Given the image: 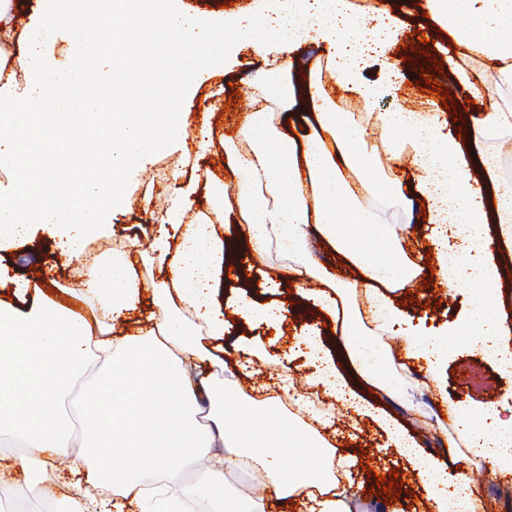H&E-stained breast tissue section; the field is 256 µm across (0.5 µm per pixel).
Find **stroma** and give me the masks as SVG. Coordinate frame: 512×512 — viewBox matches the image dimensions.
I'll return each instance as SVG.
<instances>
[{
    "mask_svg": "<svg viewBox=\"0 0 512 512\" xmlns=\"http://www.w3.org/2000/svg\"><path fill=\"white\" fill-rule=\"evenodd\" d=\"M394 12L405 28L407 40L428 38L425 54L417 62L397 60L396 65L403 79L397 96L382 99L377 109L387 112L398 106L411 109L441 108L437 97L421 93L418 86L420 68L428 59L440 61L446 74L444 88H452L454 78L449 62L454 48L442 36L441 28L426 17L418 0H393ZM267 75L253 61L248 52H241L237 63L220 65L208 72L198 83L192 94L159 84L155 95L177 112L201 116L210 112L211 122L216 131L230 133V125L235 119L236 110L251 101V96L266 81ZM169 163L171 171L181 177L206 183L219 179L225 185H233L234 176L224 161L223 143H213L209 152L199 155L195 150L162 149L148 158L141 168L130 173L128 192L130 198L148 197L153 201L152 214L145 215L133 208L112 214L110 222L116 227L126 228L128 241L133 245V258L141 275L151 276L152 266L147 261L149 245L158 230V222L165 208V195L160 194L159 184L150 180L157 174L162 163ZM83 260L82 255L61 252L54 241L35 231L27 240L0 247V294L11 296L12 281L16 278H37L43 292L49 293L52 300L73 310L90 311L92 304L76 298L73 288L77 271ZM420 291L417 298H410L408 292H400V300L406 301L412 312L434 325L443 321H457L469 308L470 298L465 290L459 289L452 295H445L443 289L430 286L427 277L418 280ZM248 290L255 298L263 301L299 303L296 294L288 293L286 287L269 288L264 277L251 273L246 283H239L235 277L224 278L221 288L222 300L236 299L241 290ZM479 372L485 380L484 387L468 386L467 377L471 372ZM438 388L447 397L448 407L459 403H481L496 405L501 416L512 415V375H507L486 360L482 350L470 343H461L454 348L447 363L437 371ZM401 385L404 401L400 404L383 401L378 393H371L374 403L383 404L385 409L400 419L417 437L426 453L448 458L449 472H456L461 463L448 457V438L433 426L429 415L437 411L438 403L433 398V388L427 387L419 374H402ZM340 436L335 448L338 457L352 463L351 481L357 492V505L360 512H376L380 499L375 496L374 477H368V469L386 475L391 471H403V463L397 462L388 452L383 451V440L376 425L367 419L348 416L337 422Z\"/></svg>",
    "mask_w": 512,
    "mask_h": 512,
    "instance_id": "1",
    "label": "stroma"
}]
</instances>
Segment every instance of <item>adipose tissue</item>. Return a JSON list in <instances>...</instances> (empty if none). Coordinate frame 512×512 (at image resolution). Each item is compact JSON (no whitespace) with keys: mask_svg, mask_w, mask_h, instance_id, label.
<instances>
[{"mask_svg":"<svg viewBox=\"0 0 512 512\" xmlns=\"http://www.w3.org/2000/svg\"><path fill=\"white\" fill-rule=\"evenodd\" d=\"M426 7L461 50L452 65L465 93L476 91L473 65L497 75L488 90L492 108L471 111L459 137L444 133L438 110L375 111L395 87L389 53L403 33L389 0H375L364 13L351 0H258L255 10L220 26L179 11L175 0H41L23 51L0 67V171L9 176L0 183V244L28 239L38 226L62 251L83 252L89 230L126 207L129 173L182 131L181 116L163 107L127 111L128 101L147 98L157 81L189 91L218 57L232 59L241 46L275 78L262 89L265 106L224 138L236 204L223 232L199 220L197 184L174 181L149 256L160 276L141 281L123 252L98 257L82 283L95 322L41 297L29 279L15 281L13 298L0 299V489L12 485L16 471L62 458L84 487L71 512H122L128 500L139 512H171L163 489L144 488V472L173 473L219 447L220 466L184 489L186 497H208L214 512H267L265 490L226 494L228 467L264 474L307 512H354L357 495L337 481L327 437L339 402L377 424L421 484L425 512H448L454 498L466 512H481L482 486L471 469L493 478L512 468V437L489 430L497 411L478 416L457 408L449 453L472 467L452 478L446 461L426 455L399 420L355 389L360 383L395 397L408 362L435 370L468 336L495 362L512 360L502 343L512 322L492 255L496 238L512 241V184L483 150L512 135V0H426ZM61 30L94 35L66 66L45 51ZM311 43L321 53L305 82H282ZM373 56L383 67L378 81L364 76ZM327 76L363 103L364 114L337 111ZM275 108L311 112L315 122L300 133L278 129ZM372 124L390 161L381 179L366 140ZM390 194L424 203L428 223L439 230L438 270L455 267L454 285L471 296L467 317L447 330L413 326L396 302L422 267L405 248V226L379 223L368 205ZM313 234L355 268L354 281L310 260ZM451 236L458 240L453 249ZM273 242L290 259L284 276L336 320L337 349L318 326L295 334L291 349L304 357L309 385L330 399L304 404L300 416L275 411L272 397L237 400L211 378L193 375L190 365L224 364L217 355L225 324L218 293L235 244L256 267L265 265ZM144 293L152 309L139 316ZM24 298L29 306L18 307ZM234 307L279 336L288 324L279 302L244 294ZM131 317L134 332L117 334V324ZM393 335L402 352L390 343ZM88 360L99 374L82 386ZM74 390L72 420L60 405Z\"/></svg>","mask_w":512,"mask_h":512,"instance_id":"adipose-tissue-1","label":"adipose tissue"}]
</instances>
